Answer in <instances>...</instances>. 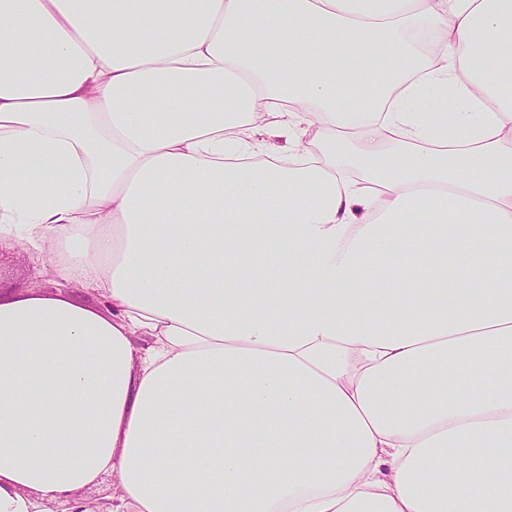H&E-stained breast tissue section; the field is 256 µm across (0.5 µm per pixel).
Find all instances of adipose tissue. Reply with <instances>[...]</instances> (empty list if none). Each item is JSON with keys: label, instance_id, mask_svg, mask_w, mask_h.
<instances>
[{"label": "adipose tissue", "instance_id": "adipose-tissue-1", "mask_svg": "<svg viewBox=\"0 0 512 512\" xmlns=\"http://www.w3.org/2000/svg\"><path fill=\"white\" fill-rule=\"evenodd\" d=\"M1 240L0 512H512V0H0ZM1 288H22L52 294L57 289V279L51 271V257L45 251L17 252L1 243ZM109 488H112V475L106 474L101 478L100 483L98 485L90 487V488H86L80 492V495L84 499L94 500V499L99 498V500H101L99 502L86 501L85 507H87L89 509V512H112V511L99 509L100 505H105L107 508L110 505H112V500L105 499L104 497L101 496V494L104 493L106 491V489H109ZM106 494H112V492L109 491V492L104 493L103 495H106Z\"/></svg>", "mask_w": 512, "mask_h": 512}]
</instances>
